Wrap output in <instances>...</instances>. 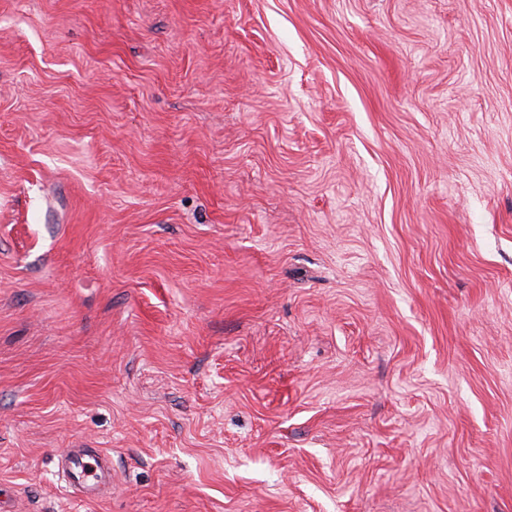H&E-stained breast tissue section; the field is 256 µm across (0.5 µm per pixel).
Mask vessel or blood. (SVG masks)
<instances>
[{
    "label": "vessel or blood",
    "mask_w": 512,
    "mask_h": 512,
    "mask_svg": "<svg viewBox=\"0 0 512 512\" xmlns=\"http://www.w3.org/2000/svg\"><path fill=\"white\" fill-rule=\"evenodd\" d=\"M57 467L73 497L88 501L106 498L111 484V462L99 449H64L57 456Z\"/></svg>",
    "instance_id": "1"
}]
</instances>
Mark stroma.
Instances as JSON below:
<instances>
[{"label": "stroma", "instance_id": "35a3bbf8", "mask_svg": "<svg viewBox=\"0 0 512 512\" xmlns=\"http://www.w3.org/2000/svg\"><path fill=\"white\" fill-rule=\"evenodd\" d=\"M0 512H512V0H0ZM57 467L73 497L97 501L107 497L111 462L98 448H65L57 455Z\"/></svg>", "mask_w": 512, "mask_h": 512}]
</instances>
